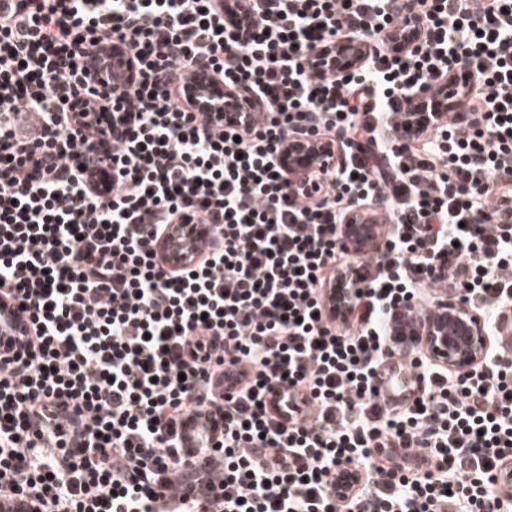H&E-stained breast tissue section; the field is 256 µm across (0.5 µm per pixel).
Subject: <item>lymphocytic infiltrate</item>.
I'll list each match as a JSON object with an SVG mask.
<instances>
[{
  "label": "lymphocytic infiltrate",
  "mask_w": 512,
  "mask_h": 512,
  "mask_svg": "<svg viewBox=\"0 0 512 512\" xmlns=\"http://www.w3.org/2000/svg\"><path fill=\"white\" fill-rule=\"evenodd\" d=\"M0 0V297L32 333L0 364V500L44 512H512V338L451 376L403 357L419 388L382 401L389 325L443 288L512 318V0ZM365 44L336 75L317 52ZM139 66V117L92 193L68 115L112 95L96 51ZM205 70L264 119L217 129L183 98ZM460 84L466 118L419 143L382 137L413 93ZM33 119L37 134L19 125ZM341 144L320 195L288 193L290 135ZM383 206L376 266L339 222ZM216 241L165 270L161 229ZM361 288L331 321L323 290ZM221 412L213 446L184 447L189 414ZM367 482L350 499L336 472Z\"/></svg>",
  "instance_id": "obj_1"
}]
</instances>
